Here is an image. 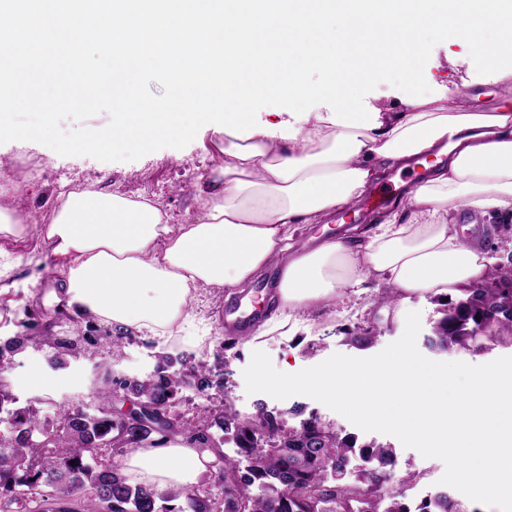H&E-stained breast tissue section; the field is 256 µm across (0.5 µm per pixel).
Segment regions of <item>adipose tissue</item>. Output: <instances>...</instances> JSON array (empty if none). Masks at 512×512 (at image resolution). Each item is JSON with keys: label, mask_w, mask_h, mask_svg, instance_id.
Returning <instances> with one entry per match:
<instances>
[{"label": "adipose tissue", "mask_w": 512, "mask_h": 512, "mask_svg": "<svg viewBox=\"0 0 512 512\" xmlns=\"http://www.w3.org/2000/svg\"><path fill=\"white\" fill-rule=\"evenodd\" d=\"M379 120L367 130L320 115L296 123L289 139L225 135L223 164L200 175L190 215L176 227L147 196L59 187L45 238L67 266L53 302L163 341L190 324L199 292L247 287L272 267L279 305L260 336L372 283L395 304L484 284L493 274L485 241L453 214L512 217V87L489 112L448 93ZM421 156L432 163L398 209L337 236L296 239L301 225L356 207L388 170ZM214 460L178 437L114 463L129 482L165 489L195 485Z\"/></svg>", "instance_id": "ef3b65f1"}]
</instances>
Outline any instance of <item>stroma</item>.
Returning <instances> with one entry per match:
<instances>
[{
    "instance_id": "stroma-1",
    "label": "stroma",
    "mask_w": 512,
    "mask_h": 512,
    "mask_svg": "<svg viewBox=\"0 0 512 512\" xmlns=\"http://www.w3.org/2000/svg\"><path fill=\"white\" fill-rule=\"evenodd\" d=\"M424 75L432 92L451 91L467 99H478L487 111L499 102V84L494 83L492 76L477 73L466 43L446 40L437 44ZM218 144V134L203 129L184 148H164L128 162L63 157L35 142L0 144V169L20 156L38 160L44 169L43 177L31 181L12 203L22 215L34 219L27 235L21 239L0 235V248L19 259L11 275L12 287L0 292V337L18 334L19 322L28 311L35 313L39 321L53 323L54 335L74 339L87 331L84 318L59 310L46 301L53 286L49 271L61 266L62 260L52 255L41 227L43 219L52 215L54 192L60 183H87L104 192L145 194L178 221L190 204L198 175L223 163ZM457 222L488 227L487 250L494 265L512 266V220L490 222L463 211L458 214ZM375 295V289L371 288L361 298L338 299L318 311L296 313L288 323L287 334L275 333L251 342L247 337H234L228 332L226 311L231 300L224 289L211 288L202 291L195 302L194 326L188 332L161 343L137 334L120 349L104 350L92 359L74 358L62 368L50 366L49 346L30 347L16 356L13 369L0 381V386L20 407L38 398L86 403L91 397L92 381L102 377L105 371L143 378L153 373L163 357L203 353L224 379L223 388L209 393L208 403L212 408L220 409L225 403H232L240 420L245 421L261 405L268 412L282 416L290 426L315 415L336 432L354 436L358 444L392 447L395 456L388 468L390 484L401 492L403 502L413 510L422 505L427 492L439 491V480L445 470L441 460L423 457L417 450L404 447L394 436L362 431L310 397L295 395L278 400L264 393L247 394L243 376L256 350L266 352L274 367L285 373L317 365L336 353L361 358L378 354L403 335L405 317L411 311L421 315L417 347L428 359L481 365L512 356V343L507 341L478 352L436 350L429 345L428 338L439 317L437 298L416 295L402 306L384 311L375 305ZM357 326L375 330L376 337L370 345L360 347L348 339V330ZM410 471L417 472L419 478L408 483L404 477Z\"/></svg>"
}]
</instances>
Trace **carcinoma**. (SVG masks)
Returning <instances> with one entry per match:
<instances>
[{"label": "carcinoma", "mask_w": 512, "mask_h": 512, "mask_svg": "<svg viewBox=\"0 0 512 512\" xmlns=\"http://www.w3.org/2000/svg\"><path fill=\"white\" fill-rule=\"evenodd\" d=\"M443 309L433 326L434 344L441 351H480L486 342L512 340V270H498L494 281L466 290L458 300L441 302ZM83 346L74 340L46 335L12 336L0 341V367L27 347L48 340L55 352L56 367L78 351L92 356L104 344L120 346L129 334L107 327L97 333L88 321ZM213 367L204 358H166L153 374L120 381L106 376L93 390V404L47 403L56 421H41L36 400L24 407L8 408L15 399L0 390V500L13 502L32 491L53 505L52 512H410L401 493L388 483L386 467L393 450L384 446H357L312 415L297 427L285 428L279 417L260 409L257 424L239 422L229 405L216 414L208 406L197 412L196 424L183 428L201 448H211V429L234 425L237 454L255 460L245 470L236 460L217 452L216 463L224 469V493L170 489L158 491L145 483L131 484L112 465L96 463L105 446L122 454L144 443L155 444L173 430L178 395L187 387L204 394L218 385ZM153 404L162 416L149 424L113 414L115 392ZM362 458L367 468L348 477V464ZM257 487L259 493L251 492ZM181 504L174 505L175 501ZM416 512H468L460 504L438 495Z\"/></svg>", "instance_id": "1"}]
</instances>
